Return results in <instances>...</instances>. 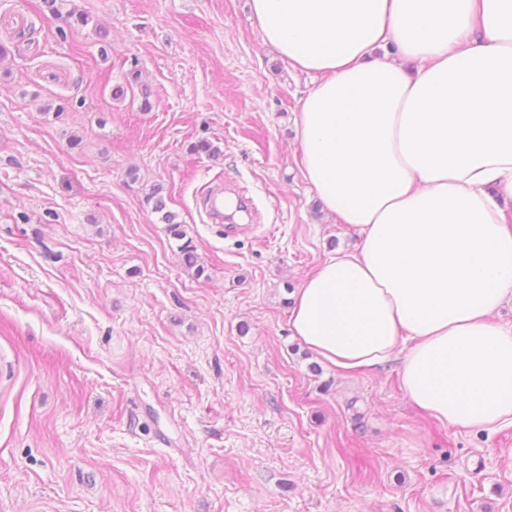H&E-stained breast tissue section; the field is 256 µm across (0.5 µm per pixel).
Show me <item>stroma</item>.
I'll use <instances>...</instances> for the list:
<instances>
[{
	"mask_svg": "<svg viewBox=\"0 0 512 512\" xmlns=\"http://www.w3.org/2000/svg\"><path fill=\"white\" fill-rule=\"evenodd\" d=\"M74 2L107 58L0 0V512H512V427L442 426L395 364L344 378L291 336L293 292L360 237L302 176L310 79L248 0ZM214 179L249 200L232 227ZM163 187L159 184L153 185L149 192L145 194V202L152 206L154 213L161 214V220L164 224H168L169 233L178 240L186 238V232L183 224L177 220V214L167 210V202L162 194Z\"/></svg>",
	"mask_w": 512,
	"mask_h": 512,
	"instance_id": "1",
	"label": "stroma"
}]
</instances>
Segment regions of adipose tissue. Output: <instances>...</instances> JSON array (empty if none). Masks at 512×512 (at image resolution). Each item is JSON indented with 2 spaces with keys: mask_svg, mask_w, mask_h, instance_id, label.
<instances>
[{
  "mask_svg": "<svg viewBox=\"0 0 512 512\" xmlns=\"http://www.w3.org/2000/svg\"><path fill=\"white\" fill-rule=\"evenodd\" d=\"M310 84L303 176L361 238L293 295L290 326L354 375L398 361L445 426L512 425V0H251Z\"/></svg>",
  "mask_w": 512,
  "mask_h": 512,
  "instance_id": "adipose-tissue-1",
  "label": "adipose tissue"
}]
</instances>
